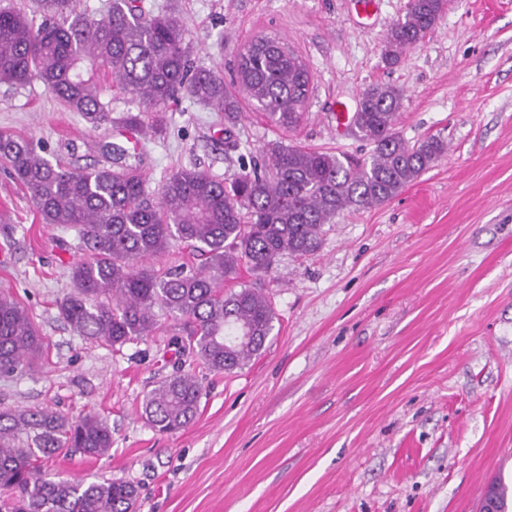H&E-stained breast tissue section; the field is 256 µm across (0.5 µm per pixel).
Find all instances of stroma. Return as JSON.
<instances>
[{
  "instance_id": "obj_1",
  "label": "stroma",
  "mask_w": 512,
  "mask_h": 512,
  "mask_svg": "<svg viewBox=\"0 0 512 512\" xmlns=\"http://www.w3.org/2000/svg\"><path fill=\"white\" fill-rule=\"evenodd\" d=\"M141 0L177 6L197 64L222 74L244 120L224 148V119L191 101L142 143L151 190L179 168L233 178L268 141L370 154L337 132V102L364 90L403 92L408 141L448 144L390 202L325 225L320 249L284 257L271 275L244 270L230 288L263 281L276 320L261 353L214 372L177 355L184 322L121 346L76 336L56 302L82 252L75 230L42 223L0 164V292L44 337L41 362L0 378V404L95 414L112 429L103 457L58 454L48 474L126 481L135 512H476L484 487L512 483V0H448L437 25L393 66L383 40L407 0ZM286 39L307 62L301 125L271 128L233 72L253 38ZM0 130L33 138L42 156L78 169L104 163L109 130L90 131L40 82L0 85ZM202 395L173 434L144 415L147 394L176 371Z\"/></svg>"
}]
</instances>
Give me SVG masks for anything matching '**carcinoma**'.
Wrapping results in <instances>:
<instances>
[{"mask_svg": "<svg viewBox=\"0 0 512 512\" xmlns=\"http://www.w3.org/2000/svg\"><path fill=\"white\" fill-rule=\"evenodd\" d=\"M443 0H408L388 31L383 56L400 62L443 16ZM27 11L0 7V84L42 82L71 112L98 130L107 125L125 139L102 150L113 165L81 170L52 164L33 140L0 131V160L31 194L43 223L78 228L86 259L70 268L72 290L57 301L78 335L112 346L151 336L158 316L189 325L192 353L210 370L232 372L259 353L276 314L258 283L224 292L242 269L270 273L284 256L316 252L323 228L347 209L385 204L416 181L447 150L435 136L410 143L397 130L401 92L374 84L362 94L353 126L372 147L354 163L344 155L270 141L227 182L180 168L150 193L139 168L138 139L163 136L169 109L188 99L224 115V146L237 148L242 121L238 98L223 75L197 66L188 30L172 9L147 13L140 0H110L94 17L76 0H30ZM242 86L272 126H300L311 74L281 39L259 35L238 53ZM112 77L133 104L112 116V99L99 82ZM181 245L197 263L163 271L150 260ZM44 344L28 311L0 295V377L32 370ZM201 386L190 373L161 382L144 413L158 432L184 428L198 412ZM64 448L99 457L112 448L107 421L70 420L50 408L0 407V488L9 496L0 512H134L137 488L124 481L50 476L44 461Z\"/></svg>", "mask_w": 512, "mask_h": 512, "instance_id": "1", "label": "carcinoma"}]
</instances>
